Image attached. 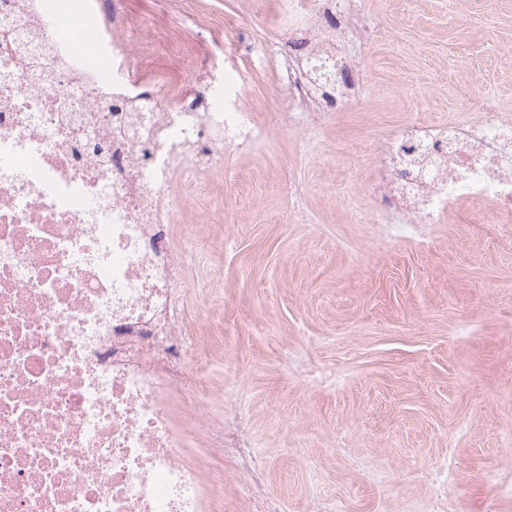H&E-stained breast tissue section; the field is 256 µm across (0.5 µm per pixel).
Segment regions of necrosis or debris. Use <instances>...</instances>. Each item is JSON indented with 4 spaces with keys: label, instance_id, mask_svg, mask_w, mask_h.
<instances>
[{
    "label": "necrosis or debris",
    "instance_id": "1",
    "mask_svg": "<svg viewBox=\"0 0 512 512\" xmlns=\"http://www.w3.org/2000/svg\"><path fill=\"white\" fill-rule=\"evenodd\" d=\"M0 0V512H216L186 461L180 406L201 408L181 373L191 344L174 238L182 211L224 167V142L261 128L224 90V67L173 86L130 55L123 0ZM289 25L353 0H285ZM92 27L90 51L71 30ZM108 58L102 79L88 55ZM385 203L418 223L479 203L512 223V114L495 99L386 148Z\"/></svg>",
    "mask_w": 512,
    "mask_h": 512
}]
</instances>
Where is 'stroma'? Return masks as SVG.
<instances>
[{
	"label": "stroma",
	"mask_w": 512,
	"mask_h": 512,
	"mask_svg": "<svg viewBox=\"0 0 512 512\" xmlns=\"http://www.w3.org/2000/svg\"><path fill=\"white\" fill-rule=\"evenodd\" d=\"M145 74L182 80L219 47L241 112L265 131L224 144V170L178 235L210 425L185 456L224 484V512H404L447 474L457 512H512V225L464 207L403 234L379 197L391 135L463 111V93L512 113V0H361L358 24L321 26L331 82L318 122L296 106L279 58L280 0H124Z\"/></svg>",
	"instance_id": "stroma-1"
}]
</instances>
